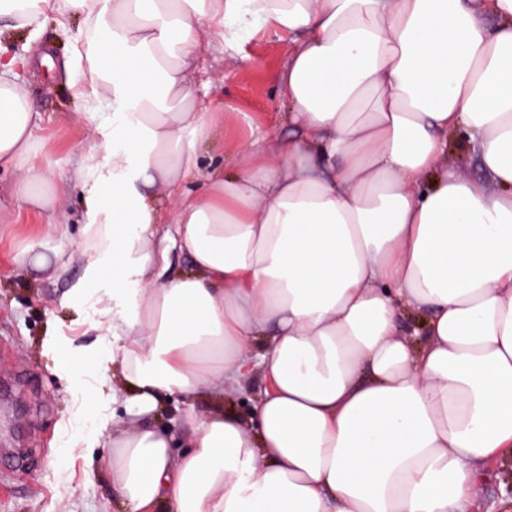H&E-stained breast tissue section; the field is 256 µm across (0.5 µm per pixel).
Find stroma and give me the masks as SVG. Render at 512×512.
Wrapping results in <instances>:
<instances>
[{"mask_svg":"<svg viewBox=\"0 0 512 512\" xmlns=\"http://www.w3.org/2000/svg\"><path fill=\"white\" fill-rule=\"evenodd\" d=\"M80 26L72 21L71 33ZM71 33L63 35L53 22L35 34L0 29V54L28 58L46 49L53 57L52 67L27 66L18 74L42 117L37 136L51 146L36 163L53 174L57 226L51 232L42 217L18 214L7 198L18 174L0 172V379L17 371L32 376L19 391L22 412L0 415V439L18 438L31 454L23 468L0 455V512H117L118 495L99 471L109 451L95 425L103 416H123V402L112 399L121 380L90 370L77 379L71 370L72 362L88 361L89 347L109 345L91 304L70 292L83 274L73 255L79 229L90 218L79 177L91 145L69 89L77 77L69 64ZM290 49L287 35L265 29L237 34L225 49L204 53L196 75L200 98L224 101V128L234 139L246 140L257 130L288 135L278 112L279 78ZM35 241L45 264H18V255ZM60 254L73 258L61 270ZM474 512H512L511 454L484 467Z\"/></svg>","mask_w":512,"mask_h":512,"instance_id":"35a3bbf8","label":"stroma"}]
</instances>
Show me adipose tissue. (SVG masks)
<instances>
[{
  "label": "adipose tissue",
  "mask_w": 512,
  "mask_h": 512,
  "mask_svg": "<svg viewBox=\"0 0 512 512\" xmlns=\"http://www.w3.org/2000/svg\"><path fill=\"white\" fill-rule=\"evenodd\" d=\"M2 16L85 25L71 90L94 217L71 291L112 339L92 361L127 417L98 437L127 512H471L512 449V0H0ZM260 27L292 40L299 134L203 160L224 103H199V53ZM16 65L0 59V168L24 173L19 211L48 215ZM461 129L483 179L448 164ZM256 373L248 416L197 413ZM174 396L177 433L153 423Z\"/></svg>",
  "instance_id": "ef3b65f1"
}]
</instances>
